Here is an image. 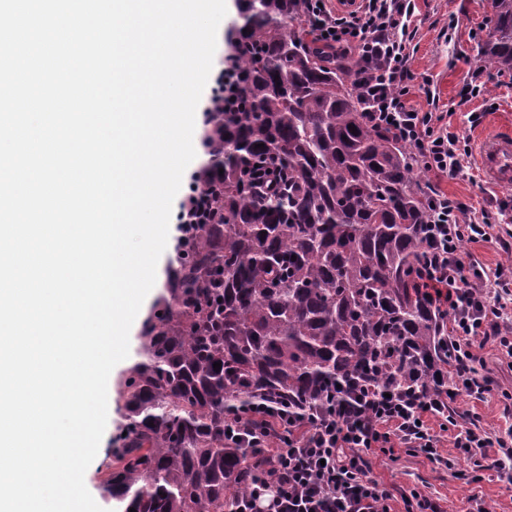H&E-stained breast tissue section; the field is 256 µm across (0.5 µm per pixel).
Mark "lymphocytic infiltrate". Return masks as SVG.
I'll use <instances>...</instances> for the list:
<instances>
[{"label": "lymphocytic infiltrate", "mask_w": 512, "mask_h": 512, "mask_svg": "<svg viewBox=\"0 0 512 512\" xmlns=\"http://www.w3.org/2000/svg\"><path fill=\"white\" fill-rule=\"evenodd\" d=\"M328 0H305L306 18L327 46L356 57L364 73L362 98L368 122L394 129L413 155L435 174H458L471 148L450 131L440 115L408 105L416 86L410 64L414 11L411 0H359L356 12L339 16ZM427 192L433 203V246L422 280L448 303V343L457 356L441 392L432 396H385L356 386L352 398L328 397L315 420L271 413L258 422L241 417L247 443L267 452L257 487L244 497L241 512H441L423 492L386 486L373 475L380 457L397 451L443 462L432 421L453 433V446L475 458L472 482L484 469L477 460L496 449L498 470L512 476V427L491 430L455 409L459 397L482 400L499 392L512 406V391L495 390L480 373L477 345L495 342L503 359H512V252H504L493 271L464 258L465 241L491 240L495 226L487 213L448 197L438 185Z\"/></svg>", "instance_id": "lymphocytic-infiltrate-1"}]
</instances>
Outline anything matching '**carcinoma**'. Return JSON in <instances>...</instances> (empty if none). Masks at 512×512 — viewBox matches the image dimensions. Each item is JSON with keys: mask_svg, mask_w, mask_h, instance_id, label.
Segmentation results:
<instances>
[{"mask_svg": "<svg viewBox=\"0 0 512 512\" xmlns=\"http://www.w3.org/2000/svg\"><path fill=\"white\" fill-rule=\"evenodd\" d=\"M491 7L476 63L512 75V0ZM302 15L241 0L229 32L241 80L202 135L207 221L187 225L121 382L103 493L122 512H237L263 459L224 425L262 403L307 415L362 381L427 392L455 359L421 283L423 166L366 120L359 63L333 61Z\"/></svg>", "mask_w": 512, "mask_h": 512, "instance_id": "cac0c4a2", "label": "carcinoma"}]
</instances>
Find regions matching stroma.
Listing matches in <instances>:
<instances>
[{
  "label": "stroma",
  "mask_w": 512,
  "mask_h": 512,
  "mask_svg": "<svg viewBox=\"0 0 512 512\" xmlns=\"http://www.w3.org/2000/svg\"><path fill=\"white\" fill-rule=\"evenodd\" d=\"M414 54L411 68L417 78L427 79L428 93H413L410 105L422 112L445 113L452 131L478 144L480 137L497 129L512 130V77L476 68L473 59L490 30L491 0H415ZM469 84L486 87V95L460 104L459 90ZM481 113L479 125H471L470 113ZM427 182H438L449 196L486 211L503 230L512 231V188L487 184L477 163L457 175L438 177L427 172ZM442 454L448 465L422 456L399 455L374 470L386 485L407 490L418 488L437 502L442 512H475L484 503L494 512H512V488L488 471L478 484L455 478L471 461L454 448L451 433L441 435Z\"/></svg>",
  "instance_id": "obj_1"
}]
</instances>
